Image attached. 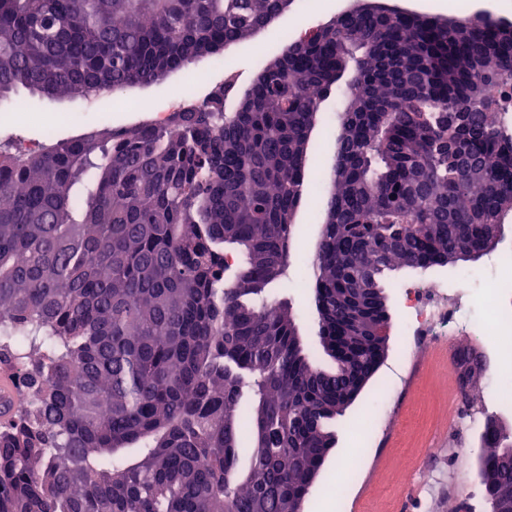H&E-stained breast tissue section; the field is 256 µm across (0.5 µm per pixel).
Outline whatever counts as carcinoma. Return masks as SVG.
Instances as JSON below:
<instances>
[{
	"label": "carcinoma",
	"mask_w": 512,
	"mask_h": 512,
	"mask_svg": "<svg viewBox=\"0 0 512 512\" xmlns=\"http://www.w3.org/2000/svg\"><path fill=\"white\" fill-rule=\"evenodd\" d=\"M293 4L0 0V104L155 85ZM503 23L341 13L264 60L232 112L230 79L175 133L0 141V363L22 393L0 422V512H297L372 378L387 274L477 260L512 221ZM333 92L320 366L292 303L269 297ZM452 365L468 403L486 363L466 345ZM484 452L485 500L512 512V433Z\"/></svg>",
	"instance_id": "carcinoma-1"
}]
</instances>
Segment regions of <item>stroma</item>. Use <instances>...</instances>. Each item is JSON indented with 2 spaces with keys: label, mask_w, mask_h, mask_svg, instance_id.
Segmentation results:
<instances>
[{
  "label": "stroma",
  "mask_w": 512,
  "mask_h": 512,
  "mask_svg": "<svg viewBox=\"0 0 512 512\" xmlns=\"http://www.w3.org/2000/svg\"><path fill=\"white\" fill-rule=\"evenodd\" d=\"M419 12L452 17L485 9L492 17L512 13V0H411ZM343 0H313L303 23L294 16L275 22L258 33L245 48L224 51L221 68H210L208 60L189 64L185 75L173 74L160 84L143 89V97L158 111L173 113L187 105L191 95H205L209 86L234 80L246 89L261 63L279 49L283 30L293 37L315 29L341 12ZM29 109L8 116L0 114V137L17 138L29 148L45 145L47 135L68 139L107 127L130 126L148 120L149 115L133 108L119 107L111 95L56 100L29 98ZM337 101L328 98L318 114L314 132V162L330 170L334 162V131ZM326 200L308 203L298 216L299 238L292 257L296 278L311 280V257L315 252ZM512 270V223L506 224L497 250L483 258L456 267H434L425 271L400 269L388 278L387 307L392 328L386 357L357 401L336 421V446L306 498L302 512H337L336 485L346 482L349 512H410L413 504L429 499L428 512H460L467 504L466 489L478 486L475 462L482 453L479 432L449 441L448 430L458 407L448 397V372L457 343L446 339L431 347L413 351L403 348L400 318L402 287L416 280H428L456 287L462 274H469V290L475 303L474 317L484 316L490 299V285L502 281ZM305 347L313 359L326 363L317 336V312L312 288H288ZM470 343L484 357L486 371L476 383L472 404L475 411L497 414L512 422V365H506L495 339L472 337ZM355 458L361 476L345 481L343 462Z\"/></svg>",
  "instance_id": "stroma-1"
}]
</instances>
